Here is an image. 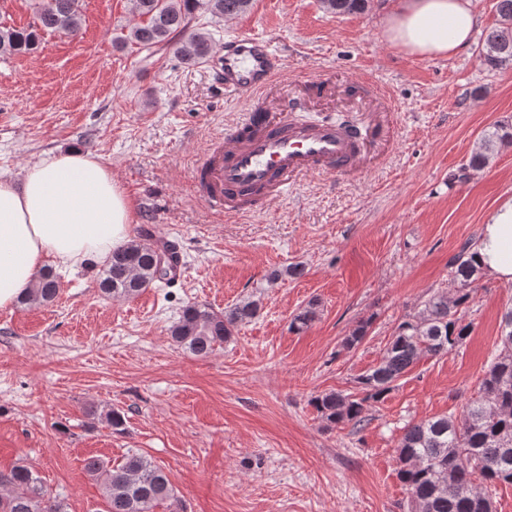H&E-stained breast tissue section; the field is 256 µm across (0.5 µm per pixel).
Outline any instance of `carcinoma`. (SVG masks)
<instances>
[{
  "label": "carcinoma",
  "instance_id": "1",
  "mask_svg": "<svg viewBox=\"0 0 512 512\" xmlns=\"http://www.w3.org/2000/svg\"><path fill=\"white\" fill-rule=\"evenodd\" d=\"M337 14L364 7L365 0H322ZM248 0H134L141 21L130 29L131 41L152 48L168 45L179 36L176 53L192 66L211 50V38L188 32L192 15L201 10L228 17L241 12ZM497 23L483 37L481 62L490 67L512 63V0H495ZM81 14L78 0H50L26 28L0 29L1 53H30L42 43L46 31L78 34ZM512 145V125L497 123L481 139L458 179L468 170L489 163L497 148ZM154 250L131 241L109 256L98 288L112 299H130L154 282ZM454 288L431 294L418 313L400 322L382 359L356 378L357 392L322 393L312 399L319 417L328 426L345 422L361 424L368 408L381 403L395 383L423 356H443L459 347L469 336L471 323L464 313L474 300V284L482 272L474 259L472 245L465 244L448 261ZM57 282L52 269H44L35 285L21 298L30 305L54 301ZM261 310L257 299L240 300L222 312L188 304L169 327L174 343L196 357L209 356L228 340L234 330L255 319ZM309 307L297 314L290 328L301 332L315 320ZM372 318L360 322L344 345L353 348L368 334ZM501 350L489 363L478 387L459 419L438 417L411 424L397 444V477L410 497V512H493L490 490L498 484L512 485V308L503 317ZM86 470L104 489L105 512H153L175 499L174 489L163 467L147 456L133 452L112 465L98 458L86 461ZM0 512H65L64 504L50 497L39 476L17 465L0 474Z\"/></svg>",
  "mask_w": 512,
  "mask_h": 512
}]
</instances>
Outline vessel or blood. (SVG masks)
Masks as SVG:
<instances>
[{
  "instance_id": "obj_1",
  "label": "vessel or blood",
  "mask_w": 512,
  "mask_h": 512,
  "mask_svg": "<svg viewBox=\"0 0 512 512\" xmlns=\"http://www.w3.org/2000/svg\"><path fill=\"white\" fill-rule=\"evenodd\" d=\"M208 61L225 88L253 100L264 98L279 78L274 47L258 36L230 40ZM298 108V103L287 102L284 114L277 117L249 111L244 138L207 147V159L193 170L192 182L210 211L244 216L268 205L302 177L317 171L340 176L351 171L364 140L333 123L290 125L288 115Z\"/></svg>"
}]
</instances>
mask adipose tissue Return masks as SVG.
<instances>
[{
    "mask_svg": "<svg viewBox=\"0 0 512 512\" xmlns=\"http://www.w3.org/2000/svg\"><path fill=\"white\" fill-rule=\"evenodd\" d=\"M476 25L471 0H398L387 34L410 54L445 57L470 44ZM131 222L122 188L91 153H51L22 180L0 176V308L33 286L46 261H105L126 243ZM475 253L486 276L512 282V202L483 224Z\"/></svg>",
    "mask_w": 512,
    "mask_h": 512,
    "instance_id": "ef3b65f1",
    "label": "adipose tissue"
}]
</instances>
